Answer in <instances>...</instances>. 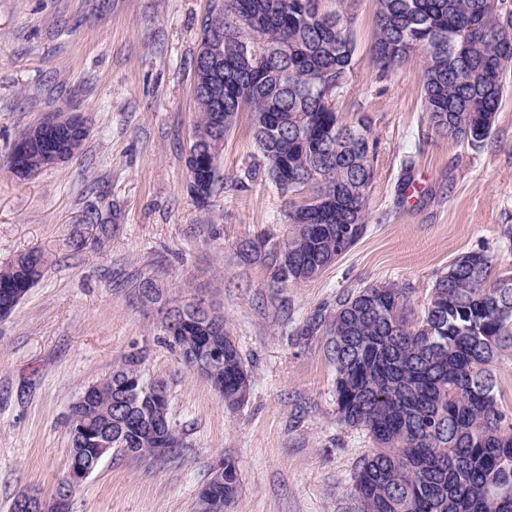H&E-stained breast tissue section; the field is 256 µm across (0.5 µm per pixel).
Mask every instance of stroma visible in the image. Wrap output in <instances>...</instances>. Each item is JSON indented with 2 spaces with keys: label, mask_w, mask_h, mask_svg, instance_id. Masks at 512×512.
<instances>
[{
  "label": "stroma",
  "mask_w": 512,
  "mask_h": 512,
  "mask_svg": "<svg viewBox=\"0 0 512 512\" xmlns=\"http://www.w3.org/2000/svg\"><path fill=\"white\" fill-rule=\"evenodd\" d=\"M210 7L0 0V266L32 250L45 261L0 320V512L22 493L53 494L68 472L71 406L134 351L146 378L165 382L184 446L163 459L107 455L74 491L71 512H197L224 458L240 480L227 512H360L352 479L372 442L338 422L324 340L301 336L303 325L342 293L388 283L421 312L465 252L512 269V80L482 147L440 135L422 108L420 62L389 73L371 62L375 0L319 2L343 12L355 46L336 109L347 122L368 118L376 141L365 234L305 283L274 287L262 262H242L243 242L283 235L290 198L260 175L245 112L217 157L208 209L189 194L192 62ZM59 111L83 118L79 151L17 177L12 143ZM147 277L170 300L223 316L250 375L239 409L160 342L137 299Z\"/></svg>",
  "instance_id": "1"
}]
</instances>
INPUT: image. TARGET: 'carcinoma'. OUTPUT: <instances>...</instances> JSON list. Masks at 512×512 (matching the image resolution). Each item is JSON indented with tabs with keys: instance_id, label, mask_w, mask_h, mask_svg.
<instances>
[{
	"instance_id": "obj_1",
	"label": "carcinoma",
	"mask_w": 512,
	"mask_h": 512,
	"mask_svg": "<svg viewBox=\"0 0 512 512\" xmlns=\"http://www.w3.org/2000/svg\"><path fill=\"white\" fill-rule=\"evenodd\" d=\"M372 62L383 71L419 59L422 102L443 135L480 147L491 136L508 73L512 72V11L507 20L484 10L487 0H375ZM224 44V66L203 70L195 57L198 120L189 153L218 152L242 112L250 114L268 181L301 196L287 213L288 233L263 234L239 248L263 261L275 284L303 283L336 260L338 236L356 224L366 232V190L374 178L371 129L342 122L329 108L345 87L354 44L343 14L322 13L319 0H216L200 47ZM50 141L14 142L9 167L29 176L31 155ZM288 164L285 180L280 173ZM189 191L205 207L218 181L216 165L195 160ZM334 204L322 230L308 218L322 196ZM483 252L458 255L431 288L420 315L406 289L373 285L336 297V306L309 319L301 335L324 336L335 368L337 418L368 432L373 448L354 475L361 512H512V416L498 403L492 364L512 347V274L492 276ZM44 260L30 252L0 266V304L15 301L41 278ZM156 302L174 312L182 362L208 341L224 345V405H243L238 386L249 372L233 338L206 324L193 303ZM129 382L147 383L124 362L87 385L93 395L69 418L112 433L111 452L151 456L124 398ZM70 463L98 467L92 445L69 435ZM239 476L224 461V502Z\"/></svg>"
}]
</instances>
